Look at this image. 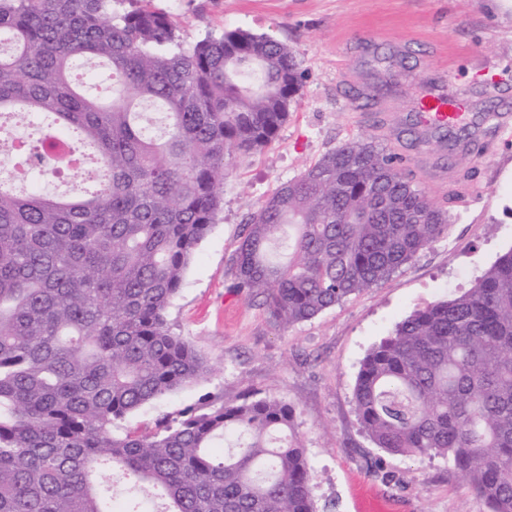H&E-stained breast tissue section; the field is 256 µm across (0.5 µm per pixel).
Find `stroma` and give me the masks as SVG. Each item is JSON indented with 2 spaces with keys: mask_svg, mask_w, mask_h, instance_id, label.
I'll list each match as a JSON object with an SVG mask.
<instances>
[{
  "mask_svg": "<svg viewBox=\"0 0 512 512\" xmlns=\"http://www.w3.org/2000/svg\"><path fill=\"white\" fill-rule=\"evenodd\" d=\"M192 39L242 28L297 54L305 79L274 142L236 159L223 209L200 242L166 319L210 366L202 380L134 412V425L177 416L208 395L225 403L270 397L288 404L287 436L311 464L315 512H359L367 488L391 512H490L445 456L378 448L355 409L370 349L416 310L457 297L512 250V137L486 134L453 156L433 140L410 147L408 125L426 86L452 95L491 85L512 110V0H151ZM404 65L381 116L355 100L381 58ZM370 138L406 156V170L448 214L445 233L387 280L315 318L285 326L234 286L230 258L248 216L283 182L346 140Z\"/></svg>",
  "mask_w": 512,
  "mask_h": 512,
  "instance_id": "35a3bbf8",
  "label": "stroma"
}]
</instances>
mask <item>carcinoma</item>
Segmentation results:
<instances>
[{
    "label": "carcinoma",
    "instance_id": "cac0c4a2",
    "mask_svg": "<svg viewBox=\"0 0 512 512\" xmlns=\"http://www.w3.org/2000/svg\"><path fill=\"white\" fill-rule=\"evenodd\" d=\"M86 56L110 64L108 95L74 77ZM301 86L296 54L267 34L190 41L134 0H0V114L42 115L41 147L99 156L80 195L0 180V512H150L152 489L163 512H314L305 449L276 443L286 403L207 396L177 420L122 426L208 373L166 311L229 161L275 140ZM398 160L352 138L278 186L249 215L235 287L290 325L409 263L448 217ZM354 398L377 447L448 456L491 512H512V251L399 323ZM229 436L224 457L208 452Z\"/></svg>",
    "mask_w": 512,
    "mask_h": 512
}]
</instances>
